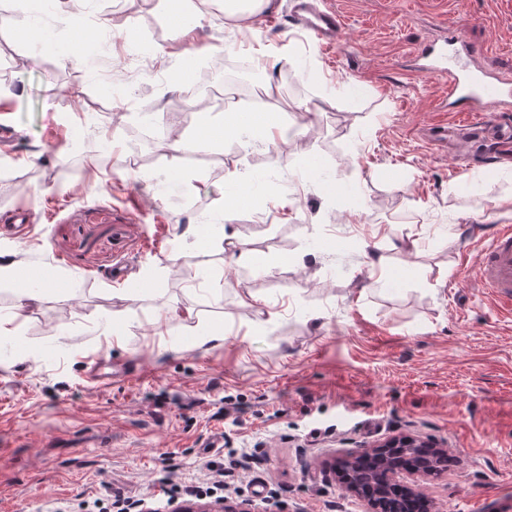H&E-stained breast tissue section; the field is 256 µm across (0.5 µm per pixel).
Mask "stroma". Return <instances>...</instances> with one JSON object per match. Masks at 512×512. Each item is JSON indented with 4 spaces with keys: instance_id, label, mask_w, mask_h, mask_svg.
I'll list each match as a JSON object with an SVG mask.
<instances>
[{
    "instance_id": "35a3bbf8",
    "label": "stroma",
    "mask_w": 512,
    "mask_h": 512,
    "mask_svg": "<svg viewBox=\"0 0 512 512\" xmlns=\"http://www.w3.org/2000/svg\"><path fill=\"white\" fill-rule=\"evenodd\" d=\"M30 2L12 13L45 41L0 31V123L16 132L0 149V248L73 285L0 347V512L118 497L173 512L159 477L207 487L219 470L222 497L250 512H368L332 465L403 435L453 456L421 482L431 512H512V313L489 301L478 259L512 225V159L427 142L443 85L415 59L456 24L479 65L512 79V0H329L343 19L330 48L276 0L254 36L288 62L257 71L216 8L187 66L167 0ZM62 9L98 30L82 64ZM269 80L277 97L253 109ZM255 111L287 125L286 145L256 126L244 143L168 147ZM234 171L270 177L288 212L228 208ZM26 208L35 229L17 241L5 226ZM188 224L208 243L178 238ZM225 233L246 260L227 265ZM121 258L115 285L103 273ZM215 330L223 345L196 347Z\"/></svg>"
}]
</instances>
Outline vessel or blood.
Returning <instances> with one entry per match:
<instances>
[{
	"instance_id": "vessel-or-blood-1",
	"label": "vessel or blood",
	"mask_w": 512,
	"mask_h": 512,
	"mask_svg": "<svg viewBox=\"0 0 512 512\" xmlns=\"http://www.w3.org/2000/svg\"><path fill=\"white\" fill-rule=\"evenodd\" d=\"M291 24L299 32L319 44L334 46L342 20L333 7L319 6L318 0H298L291 14ZM464 27H450L440 45L421 52L420 72L428 78L448 82L445 93L448 124L432 128V143L466 136L480 135L494 145L512 147V131L504 129L499 119L512 110V81H504L464 64H451L456 55L475 56ZM481 283L487 294L500 303L512 304V226L502 224L481 243L479 250Z\"/></svg>"
}]
</instances>
